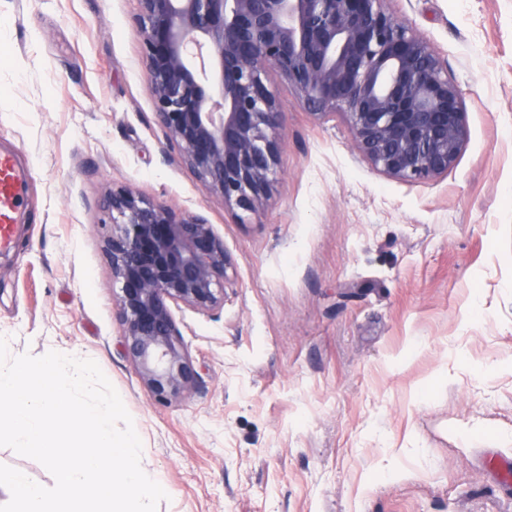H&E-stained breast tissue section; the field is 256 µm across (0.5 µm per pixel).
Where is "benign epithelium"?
Returning a JSON list of instances; mask_svg holds the SVG:
<instances>
[{
    "label": "benign epithelium",
    "instance_id": "benign-epithelium-1",
    "mask_svg": "<svg viewBox=\"0 0 512 512\" xmlns=\"http://www.w3.org/2000/svg\"><path fill=\"white\" fill-rule=\"evenodd\" d=\"M145 80L169 159L231 210L255 212L278 170L277 70L308 110L339 112L355 148L403 181L453 168L466 137L457 87L385 0H137ZM105 253L120 284L122 346L160 402L196 386L174 310L224 307L232 260L202 215L109 191Z\"/></svg>",
    "mask_w": 512,
    "mask_h": 512
}]
</instances>
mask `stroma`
<instances>
[{
	"mask_svg": "<svg viewBox=\"0 0 512 512\" xmlns=\"http://www.w3.org/2000/svg\"><path fill=\"white\" fill-rule=\"evenodd\" d=\"M448 69L467 136L406 182L313 116L286 124L263 206L235 216L167 161L137 0H0V151L27 174L0 249L11 356L93 359L168 495L157 512H512V0H387ZM124 185L199 214L233 267L224 306L175 317L195 390L155 400L125 355L104 200Z\"/></svg>",
	"mask_w": 512,
	"mask_h": 512,
	"instance_id": "1",
	"label": "stroma"
}]
</instances>
